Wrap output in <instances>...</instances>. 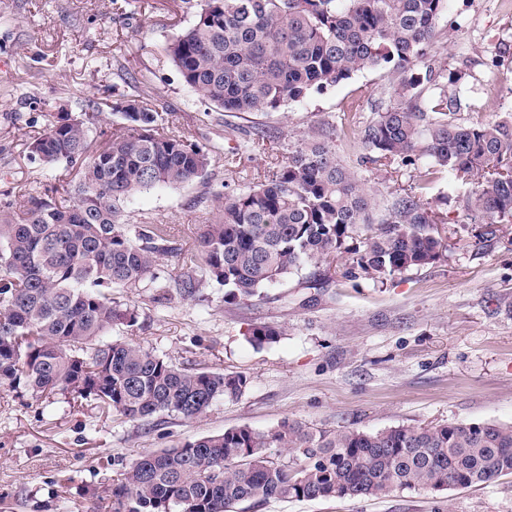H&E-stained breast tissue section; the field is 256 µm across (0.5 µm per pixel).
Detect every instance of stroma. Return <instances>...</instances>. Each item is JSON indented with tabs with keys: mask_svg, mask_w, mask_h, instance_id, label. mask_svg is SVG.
<instances>
[{
	"mask_svg": "<svg viewBox=\"0 0 512 512\" xmlns=\"http://www.w3.org/2000/svg\"><path fill=\"white\" fill-rule=\"evenodd\" d=\"M195 0H0V205L22 209L32 187H62L69 175L30 162L27 146L59 116L84 118L92 143L112 132V109L141 91L178 135L211 149L203 178L159 186L123 205L130 224H163L181 254L225 192L264 179L308 131L345 128L336 153L352 160L353 131L390 102L391 74L361 71L281 111L224 116L186 86L166 45L196 18ZM420 73L426 92L455 94L458 121L512 122V0H448ZM269 139L241 150L254 128ZM234 163H227L228 154ZM425 162L383 160L360 171L378 197L416 189ZM463 186L436 173L423 199L448 249L440 260L376 281L338 280L304 269L248 298L225 300L204 281L195 298L177 288L113 290L137 314L113 325L122 337L176 364L239 372L248 383L186 420L159 414L131 422L89 399L54 404L0 388V512H112V484L142 455L201 436L282 421L372 432L448 420L512 423V222L478 239L455 203ZM269 325L276 342L257 348L247 329ZM246 512H512V475L464 489H416L375 499L256 500Z\"/></svg>",
	"mask_w": 512,
	"mask_h": 512,
	"instance_id": "obj_1",
	"label": "stroma"
}]
</instances>
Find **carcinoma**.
<instances>
[{
	"mask_svg": "<svg viewBox=\"0 0 512 512\" xmlns=\"http://www.w3.org/2000/svg\"><path fill=\"white\" fill-rule=\"evenodd\" d=\"M195 21L165 48L183 83L232 116L279 112L364 70L394 75L393 103L357 133L356 164L336 156L344 129L327 125L288 147L263 180L224 193L177 280L225 297L251 296L308 265L345 258L343 277L384 280L434 263L446 249L432 211L413 193L380 204L357 167L420 160L472 188L456 203L476 224L512 219V123H460L445 90L423 97L418 67L447 0H199ZM112 134L92 147L82 119L61 118L28 145L33 163L74 171L56 200L36 190L0 214V386L51 399L72 393L128 421L205 414L236 398L241 373L187 369L122 338L136 315L114 288H153L175 254L161 224H128L123 203L201 177L208 151L173 130L138 94L117 105ZM279 332L254 325L255 347ZM512 475V424L447 421L374 432L298 421L239 426L151 452L112 485V512H234L256 499L384 498L421 488H468Z\"/></svg>",
	"mask_w": 512,
	"mask_h": 512,
	"instance_id": "obj_1",
	"label": "carcinoma"
}]
</instances>
